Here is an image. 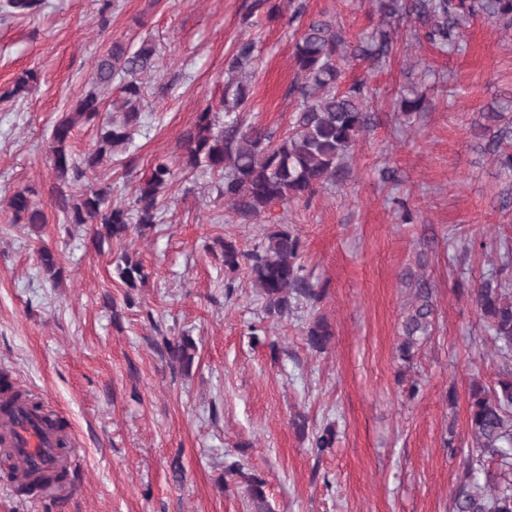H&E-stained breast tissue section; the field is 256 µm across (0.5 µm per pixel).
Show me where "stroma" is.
Returning <instances> with one entry per match:
<instances>
[{
    "instance_id": "1",
    "label": "stroma",
    "mask_w": 512,
    "mask_h": 512,
    "mask_svg": "<svg viewBox=\"0 0 512 512\" xmlns=\"http://www.w3.org/2000/svg\"><path fill=\"white\" fill-rule=\"evenodd\" d=\"M306 5L307 20L336 22L351 40L378 20L369 0ZM422 35L401 24L387 65L346 68V82L368 79L378 96L345 181L243 221L216 176L179 170L158 224L100 253L89 226L55 206L48 158L52 127L90 89L97 59L115 41L161 50L129 151L77 187L111 184L124 204L155 158L180 164L197 113L219 109L240 39L259 49L247 122L287 132L293 30L253 0H43L33 15L0 12V91L22 71L37 75L27 93L0 99V374L65 422L82 460L59 504L0 478V512H256L253 475L271 512H448L471 444L470 386L502 364L469 295L493 269L489 244L512 233V174L490 154L482 117L512 98V31L475 20L462 51L447 54ZM414 86L430 106L400 116L396 96ZM25 188L45 213L35 234L8 207ZM281 227L299 236L323 290L284 319L267 315L245 269L225 270L218 244L247 252ZM43 246L59 258V282L38 265ZM125 254L146 267V284L121 281ZM422 281L434 328L407 364L397 346ZM317 319L332 333L321 351L306 341ZM181 336L197 346L186 373L163 346ZM327 426L336 445L315 454ZM232 462L241 474L225 475Z\"/></svg>"
}]
</instances>
